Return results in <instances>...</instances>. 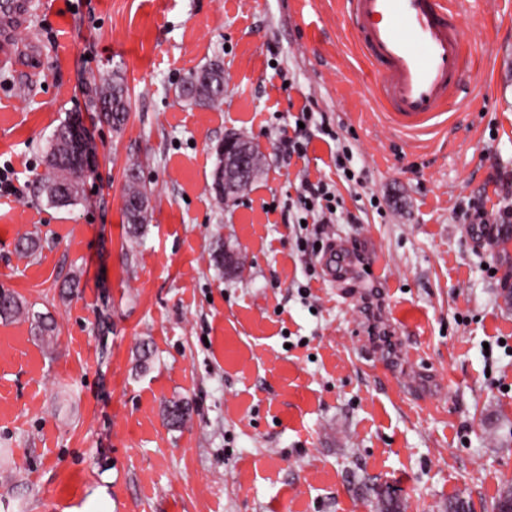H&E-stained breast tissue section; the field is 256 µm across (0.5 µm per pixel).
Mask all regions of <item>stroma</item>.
Segmentation results:
<instances>
[{"mask_svg":"<svg viewBox=\"0 0 512 512\" xmlns=\"http://www.w3.org/2000/svg\"><path fill=\"white\" fill-rule=\"evenodd\" d=\"M466 29L496 63L487 93L411 150L370 99L341 0H31L0 13V289L52 319L0 320V512H445L512 481V235L474 243L459 209L512 205V0H475ZM224 103L177 102L210 61ZM120 75L129 117L100 121L88 89ZM335 138L287 158L304 104ZM80 116L91 168L77 202L39 189L45 144ZM262 174L211 189L226 134ZM345 146L354 179L337 170ZM153 189L147 234L122 219L125 168ZM343 200L302 215V179ZM306 224H297V217ZM38 233L33 258L20 235ZM370 257L327 281L329 240ZM237 251L240 273L215 267ZM149 342L152 354L142 357ZM188 402L190 423L163 408Z\"/></svg>","mask_w":512,"mask_h":512,"instance_id":"stroma-1","label":"stroma"}]
</instances>
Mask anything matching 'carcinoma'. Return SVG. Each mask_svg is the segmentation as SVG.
Returning <instances> with one entry per match:
<instances>
[{"mask_svg":"<svg viewBox=\"0 0 512 512\" xmlns=\"http://www.w3.org/2000/svg\"><path fill=\"white\" fill-rule=\"evenodd\" d=\"M175 98L189 104L209 106L224 103V66L218 61L205 65L183 80L175 89ZM91 106L105 114L115 132L123 130L128 120V95L123 79L113 75L112 80L96 86L91 97ZM71 119L58 124L52 132L46 149L47 173L41 178V189L51 205H69L79 196L81 179L74 166L77 146L70 131ZM237 153L218 155V165L213 174L212 190L218 202H224V184L232 187L230 195L243 194L253 180L262 172L265 156L250 139L237 136ZM245 163L251 176L239 175V164ZM152 189L142 177V164L132 161L125 169L123 215L128 226L129 238L142 237L149 224L150 197ZM38 238L29 233L20 237L16 244L19 256L34 255ZM25 310L23 301L14 293L0 290V319H11ZM55 327L52 323L36 319L34 334L47 344H54ZM167 423L173 428H182L190 421V408L182 401H171L164 408Z\"/></svg>","mask_w":512,"mask_h":512,"instance_id":"obj_1","label":"carcinoma"}]
</instances>
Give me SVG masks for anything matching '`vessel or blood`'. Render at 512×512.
<instances>
[{
    "instance_id": "obj_1",
    "label": "vessel or blood",
    "mask_w": 512,
    "mask_h": 512,
    "mask_svg": "<svg viewBox=\"0 0 512 512\" xmlns=\"http://www.w3.org/2000/svg\"><path fill=\"white\" fill-rule=\"evenodd\" d=\"M352 33L373 66L372 100L412 140L434 134L455 107L480 96L487 68L474 64L465 0H344ZM357 253L331 242L327 279L345 283Z\"/></svg>"
}]
</instances>
